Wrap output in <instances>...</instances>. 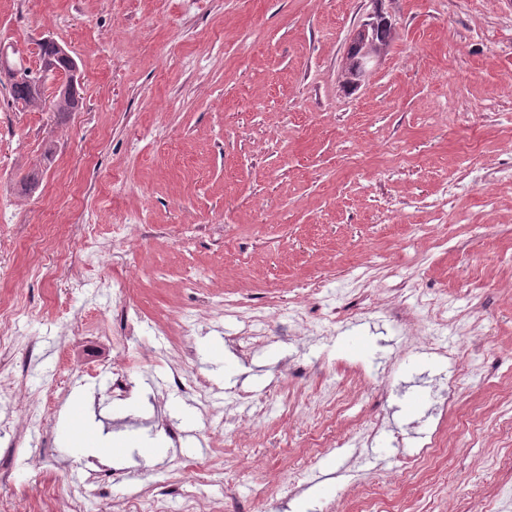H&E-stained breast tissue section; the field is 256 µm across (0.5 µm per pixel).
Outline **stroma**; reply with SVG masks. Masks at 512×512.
<instances>
[{"mask_svg":"<svg viewBox=\"0 0 512 512\" xmlns=\"http://www.w3.org/2000/svg\"><path fill=\"white\" fill-rule=\"evenodd\" d=\"M383 7L394 40L350 90L342 60L372 0H0V42L25 65L49 36L81 71L63 122L0 87V275L15 272L0 308L28 306L0 350V419L23 426L0 434L1 498L48 479L63 512L134 493L164 512L192 493L224 512H347L389 505L437 431L413 512H468L476 493L512 512V0ZM43 224L75 228L50 282L29 271ZM403 283L418 344L386 307ZM259 310L267 334L244 348ZM357 365L387 374L349 389V413L384 429L291 488L283 436L309 439ZM454 373L462 409L441 424ZM78 407L120 456L65 447ZM204 460L223 474L201 486ZM442 449L440 439L433 440L425 448H422L418 454L409 458V466L401 473L399 478L402 486L409 489V486L405 484H411L416 479L423 463L436 458ZM420 462H422V465L419 466Z\"/></svg>","mask_w":512,"mask_h":512,"instance_id":"stroma-1","label":"stroma"}]
</instances>
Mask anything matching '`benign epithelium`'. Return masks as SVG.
<instances>
[{
  "label": "benign epithelium",
  "mask_w": 512,
  "mask_h": 512,
  "mask_svg": "<svg viewBox=\"0 0 512 512\" xmlns=\"http://www.w3.org/2000/svg\"><path fill=\"white\" fill-rule=\"evenodd\" d=\"M384 26L391 28L393 23L378 7L354 30L342 64L345 86H359L368 74L371 63L379 62L388 52L391 42L378 38V31ZM9 49L11 45L0 43V82L8 87L24 78L22 72L9 67ZM59 51L69 60L67 69H55L39 62L32 67V71L39 76L32 84L35 98L42 104L43 109L49 112L55 111L58 96L68 93L74 87L79 73L76 60L64 48H59Z\"/></svg>",
  "instance_id": "1"
}]
</instances>
